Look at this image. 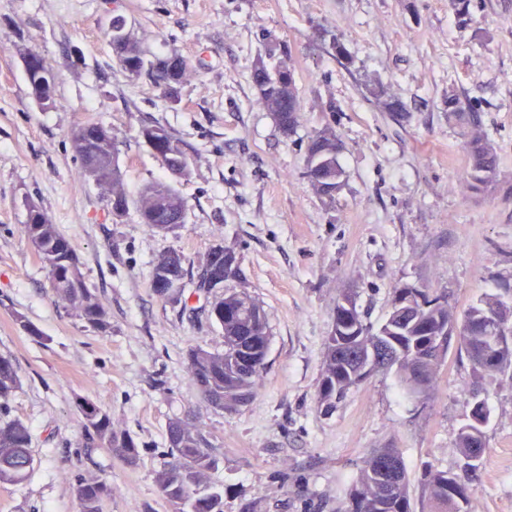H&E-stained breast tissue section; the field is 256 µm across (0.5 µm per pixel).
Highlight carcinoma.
I'll return each instance as SVG.
<instances>
[{
	"label": "carcinoma",
	"instance_id": "obj_1",
	"mask_svg": "<svg viewBox=\"0 0 512 512\" xmlns=\"http://www.w3.org/2000/svg\"><path fill=\"white\" fill-rule=\"evenodd\" d=\"M117 63L132 75L147 74L162 98L177 102V86L186 68V60L172 51L160 58H147L137 41H112ZM35 71L26 76L32 97L55 105L57 75L42 57L29 53ZM257 103L271 112L285 134L299 123V100L294 72L286 65L269 67L260 60L252 73ZM448 112L462 125L474 121L452 87L448 88ZM139 136L156 145L163 160L175 164L186 154L180 141L165 127L144 126ZM80 158V177L89 167L96 168L112 186V208L127 214L135 205L141 222L156 232L162 231L168 211L183 212L185 205L171 183L156 181L145 186L137 199L127 195L118 164V148L112 130L100 123L86 124L80 138H72ZM469 167L465 182L473 191L486 187L496 176L497 157L490 143L475 136L467 143ZM341 144L336 131L323 126L312 135L307 147L306 169L317 193L326 201L334 200L345 179L340 164ZM37 219L22 226L26 239L37 251L47 271L51 288L69 303L89 327L105 332L110 329L108 314L87 288L78 259L69 239L51 223L43 209L28 202ZM214 321L224 329V352L211 353L194 348L188 352L194 384L212 407L236 410L248 405L254 388L265 370L269 333L265 314L246 291H226L213 305ZM512 324V305L499 294L487 295L470 306L462 318L448 309L444 296H432L422 288L406 284L393 289L391 308L381 327L371 331L350 293L336 301L333 329L326 337L324 367L317 386V403L328 413L346 394L364 382L371 373L397 368L408 392L421 393L431 384L450 347V336L459 333L460 348L480 377L490 372L512 369V345L496 351L495 362L485 363L489 354L490 316ZM20 379L12 361L0 357V404L6 405L19 388ZM83 418L85 436L108 448L129 464L138 457V444L124 430L112 426L109 414L97 404L82 400L77 404ZM170 460L157 472L156 482L176 512H224V490L207 481V473L218 467V459L197 428L175 422L168 428ZM28 427L19 419L0 420V483L20 484L33 470ZM486 447L482 428L467 422L457 437L454 451L464 460L458 472L431 469L425 478L429 493L427 512H468V482L478 469L474 456ZM411 481L401 453L396 448H376L364 461L343 512H415ZM112 487L102 480L81 482L77 487L79 512H101L102 500Z\"/></svg>",
	"mask_w": 512,
	"mask_h": 512
}]
</instances>
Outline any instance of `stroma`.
Returning <instances> with one entry per match:
<instances>
[{"mask_svg":"<svg viewBox=\"0 0 512 512\" xmlns=\"http://www.w3.org/2000/svg\"><path fill=\"white\" fill-rule=\"evenodd\" d=\"M471 11L463 24L449 0H0V356L20 377L0 419L27 424L34 457L26 481L0 484V512H78L77 485L91 478L112 487L103 512H175L156 484L175 420L199 425L219 459L209 479L224 488V512H339L375 448L400 450L421 507L425 471L462 465L451 448L471 391L490 419L469 512H512V372L475 377L454 344L426 394L388 370L332 413L316 400L343 294L355 293L375 329L395 285L447 296L460 315L512 279V0H473ZM116 16L147 55L186 60L178 103L118 65L105 36ZM335 29L351 68L331 54ZM23 49L57 73L55 107L31 97ZM260 60L295 73L294 134L256 101ZM376 86L403 115L384 111ZM452 88L476 126L449 118ZM90 121L111 128L133 198L168 177L140 129L179 138L190 165L175 184L181 227L151 231L133 209L113 221L108 189L78 178L71 135ZM327 124L346 171L330 203L305 162L310 135ZM474 131L498 157L477 193L462 185ZM29 199L70 240L108 332L56 296L21 231ZM218 244L242 269L225 289L256 299L270 336L263 378L236 411L212 408L192 380L190 348L224 350L222 328L186 312L206 298L188 287L175 303L151 287L161 255H183L189 270ZM82 398L132 435L135 463L87 440Z\"/></svg>","mask_w":512,"mask_h":512,"instance_id":"stroma-1","label":"stroma"}]
</instances>
